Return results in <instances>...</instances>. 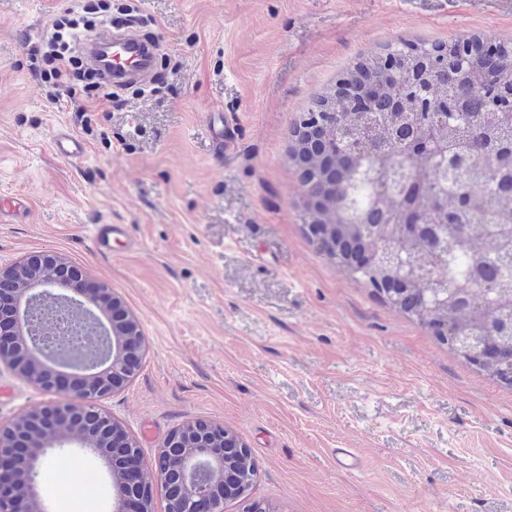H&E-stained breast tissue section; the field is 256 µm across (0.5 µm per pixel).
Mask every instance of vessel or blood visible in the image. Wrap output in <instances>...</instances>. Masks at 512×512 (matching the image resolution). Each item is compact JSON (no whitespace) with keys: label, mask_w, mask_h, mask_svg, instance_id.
I'll return each mask as SVG.
<instances>
[{"label":"vessel or blood","mask_w":512,"mask_h":512,"mask_svg":"<svg viewBox=\"0 0 512 512\" xmlns=\"http://www.w3.org/2000/svg\"><path fill=\"white\" fill-rule=\"evenodd\" d=\"M105 43L111 44L112 50L122 56V63L104 70L107 83L119 87L126 83H146L150 76L153 53L136 31L113 28L105 36ZM52 153L68 161H82L90 152L88 143L72 132L65 124H57L50 140ZM30 212L29 199L22 193H9L0 196V223H17L25 219ZM97 251L106 252L113 245H125L128 242V230L123 224H94L90 227Z\"/></svg>","instance_id":"b4317fda"}]
</instances>
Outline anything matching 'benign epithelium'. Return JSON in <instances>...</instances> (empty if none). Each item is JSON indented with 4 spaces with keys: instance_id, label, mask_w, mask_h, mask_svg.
Returning a JSON list of instances; mask_svg holds the SVG:
<instances>
[{
    "instance_id": "benign-epithelium-1",
    "label": "benign epithelium",
    "mask_w": 512,
    "mask_h": 512,
    "mask_svg": "<svg viewBox=\"0 0 512 512\" xmlns=\"http://www.w3.org/2000/svg\"><path fill=\"white\" fill-rule=\"evenodd\" d=\"M71 266L53 253L34 254L0 269V364L57 400L35 411H24L6 426L0 425V512H45L37 478L44 460L56 446L76 441L102 461L110 477L111 512H152L153 478L166 483L170 449L190 440L171 475L179 495L166 503L165 512H224V499L215 498L214 484L224 478V449L213 440L224 428L209 422H191L173 431L149 466L132 448L117 476L112 461L100 449L127 442L122 428L97 403L119 390L132 376L141 352L139 322L127 317L119 325L100 322L115 297L109 288L90 284L69 288ZM53 304L87 325L97 336L96 353L70 352L62 356L37 348L29 310Z\"/></svg>"
}]
</instances>
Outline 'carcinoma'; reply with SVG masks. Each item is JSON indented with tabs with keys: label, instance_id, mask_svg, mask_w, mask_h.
<instances>
[{
	"label": "carcinoma",
	"instance_id": "cac0c4a2",
	"mask_svg": "<svg viewBox=\"0 0 512 512\" xmlns=\"http://www.w3.org/2000/svg\"><path fill=\"white\" fill-rule=\"evenodd\" d=\"M337 85L300 117L328 127L298 131L294 153L305 217L327 236L322 252L468 362L494 341L496 357L479 368L512 383V251L500 232L512 226V47L405 44L368 54ZM338 127L353 136L343 147ZM433 136L448 162L427 146ZM384 244L412 278L356 263ZM254 475L248 451L231 452L224 482L236 492L225 499L249 491Z\"/></svg>",
	"mask_w": 512,
	"mask_h": 512
}]
</instances>
